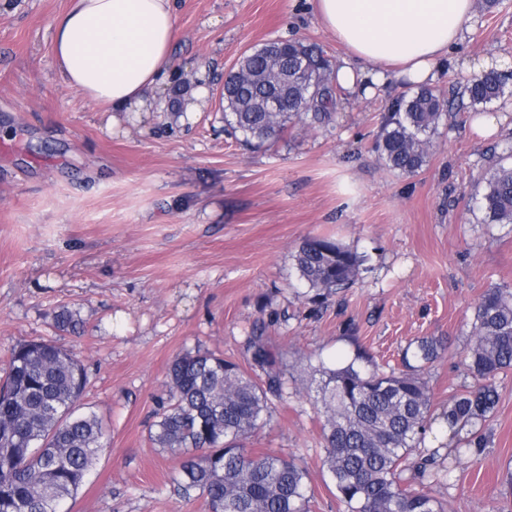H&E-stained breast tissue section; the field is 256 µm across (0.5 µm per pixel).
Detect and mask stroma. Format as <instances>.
Masks as SVG:
<instances>
[{"instance_id":"obj_1","label":"stroma","mask_w":512,"mask_h":512,"mask_svg":"<svg viewBox=\"0 0 512 512\" xmlns=\"http://www.w3.org/2000/svg\"><path fill=\"white\" fill-rule=\"evenodd\" d=\"M68 0H0V369L8 349L43 338L73 349L89 384L79 402L106 430L102 451L71 512H207L172 478L178 455L155 445L159 399L171 361L206 351L245 362L247 333L265 320L282 355L285 393L244 445L306 472L312 512H346L322 465L321 415L304 361L367 351L398 368L433 338L444 349L423 372L433 421L422 448L438 449L435 474L403 473L405 487L443 512H512V371L496 379L499 404L473 458L442 418L473 386L463 354L475 305L512 286V224H486L474 197L493 161L512 151V0L476 6L433 88L447 95L504 60V99L487 105L500 124L484 138L472 109L441 122L427 164L386 169L376 150L391 96L342 92L329 122L291 125L270 149L250 150L224 130L220 87L247 48L302 39L332 65L347 53L313 0H176L175 84H204L190 122L162 108L121 120L58 75L51 23ZM331 236L365 255L356 284L325 299L299 285L292 256L307 238ZM81 333L59 330V306Z\"/></svg>"}]
</instances>
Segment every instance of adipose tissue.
I'll list each match as a JSON object with an SVG mask.
<instances>
[{"label":"adipose tissue","instance_id":"obj_1","mask_svg":"<svg viewBox=\"0 0 512 512\" xmlns=\"http://www.w3.org/2000/svg\"><path fill=\"white\" fill-rule=\"evenodd\" d=\"M316 8L348 53L338 83L352 90L365 81L368 94L387 87L393 66L412 83L433 82L474 17V0H316ZM51 28L68 86L115 112L152 111L170 76L174 0H69Z\"/></svg>","mask_w":512,"mask_h":512}]
</instances>
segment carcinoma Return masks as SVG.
I'll return each instance as SVG.
<instances>
[{
  "label": "carcinoma",
  "mask_w": 512,
  "mask_h": 512,
  "mask_svg": "<svg viewBox=\"0 0 512 512\" xmlns=\"http://www.w3.org/2000/svg\"><path fill=\"white\" fill-rule=\"evenodd\" d=\"M244 79L224 105V130L253 147H272L288 124L323 122L336 104L332 67L315 48L287 41L271 57L244 59ZM288 84V109L271 112V90ZM505 81L496 69L475 74L457 91L478 108L500 99ZM453 102L428 87L401 93L391 103L376 151L384 165L414 174L426 165L443 111ZM487 224H512V162L489 170L477 201ZM298 278L323 298L357 281L364 256L326 237H311L293 255ZM57 327L76 332L77 311L63 306ZM248 347L262 375L200 351L176 357L168 369L166 401L154 443L181 456L180 493L196 492L209 512H309L305 471L281 456L245 448L269 414L270 396H283L280 355L266 342V323L251 325ZM444 350L435 339L418 341L405 370L385 371L369 357L339 356L332 366L308 362L317 385L324 466L337 499L349 512H441L429 493L401 484V474H425L435 454L413 457L430 427L432 403L421 371ZM464 364L477 381L455 397L444 420L463 452L480 455V426L498 405L496 377L512 369V287H492L478 300ZM88 381L77 355L50 341L32 339L8 349L0 383V512H62L76 497L104 447L105 430L94 412L76 403Z\"/></svg>",
  "instance_id": "1"
}]
</instances>
